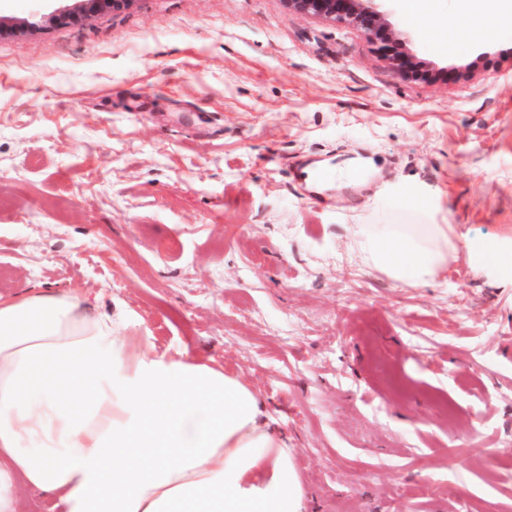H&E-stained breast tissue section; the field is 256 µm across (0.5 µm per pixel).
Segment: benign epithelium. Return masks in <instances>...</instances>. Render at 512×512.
Masks as SVG:
<instances>
[{"mask_svg":"<svg viewBox=\"0 0 512 512\" xmlns=\"http://www.w3.org/2000/svg\"><path fill=\"white\" fill-rule=\"evenodd\" d=\"M78 7L66 9L50 16V20L65 24L80 14L92 15L108 8L118 9L127 6L132 0H76ZM288 4L297 11L321 15L339 23L350 25L374 34L383 42V48L390 52L392 66L403 76L409 74L408 62L404 59L398 44L385 35L384 14L380 9V0H288Z\"/></svg>","mask_w":512,"mask_h":512,"instance_id":"1","label":"benign epithelium"}]
</instances>
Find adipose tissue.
<instances>
[{
    "mask_svg": "<svg viewBox=\"0 0 512 512\" xmlns=\"http://www.w3.org/2000/svg\"><path fill=\"white\" fill-rule=\"evenodd\" d=\"M393 280L445 276L473 244L452 224H359ZM475 272L512 288V235ZM133 315L45 290L0 296V512L20 488L54 512H306L288 439L260 397L208 362L156 353Z\"/></svg>",
    "mask_w": 512,
    "mask_h": 512,
    "instance_id": "1",
    "label": "adipose tissue"
}]
</instances>
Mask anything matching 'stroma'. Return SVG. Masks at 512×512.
Instances as JSON below:
<instances>
[{
	"label": "stroma",
	"mask_w": 512,
	"mask_h": 512,
	"mask_svg": "<svg viewBox=\"0 0 512 512\" xmlns=\"http://www.w3.org/2000/svg\"><path fill=\"white\" fill-rule=\"evenodd\" d=\"M382 10L418 75L287 0L1 30L0 295L128 307L158 352L238 376L307 512H512V288L463 255L407 285L353 236L407 219L405 186L428 223L512 233V23Z\"/></svg>",
	"instance_id": "35a3bbf8"
}]
</instances>
